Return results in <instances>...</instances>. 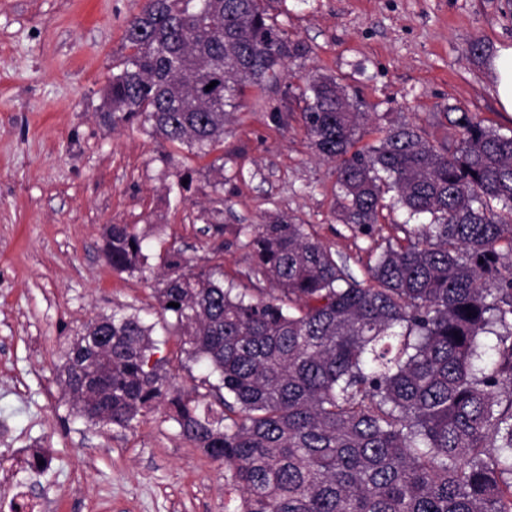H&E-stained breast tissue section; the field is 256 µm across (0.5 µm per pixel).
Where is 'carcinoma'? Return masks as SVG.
<instances>
[{
    "instance_id": "1",
    "label": "carcinoma",
    "mask_w": 512,
    "mask_h": 512,
    "mask_svg": "<svg viewBox=\"0 0 512 512\" xmlns=\"http://www.w3.org/2000/svg\"><path fill=\"white\" fill-rule=\"evenodd\" d=\"M124 40L102 123L198 158L224 142L246 89L305 53L269 0H148ZM303 94L312 148L336 162L338 219L367 234L396 206L420 220L407 245L388 244L363 282L312 225L271 216L238 229L249 283L227 286L219 266L167 251L157 314L206 363L207 393L150 365L154 325L114 313L66 352L72 409L127 429L166 401L181 433L224 462L243 512H512V130L461 112L448 144L401 122L359 148L368 118L336 79L310 73ZM143 241L136 226L110 224L105 260L141 273Z\"/></svg>"
}]
</instances>
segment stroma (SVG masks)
<instances>
[{
	"label": "stroma",
	"mask_w": 512,
	"mask_h": 512,
	"mask_svg": "<svg viewBox=\"0 0 512 512\" xmlns=\"http://www.w3.org/2000/svg\"><path fill=\"white\" fill-rule=\"evenodd\" d=\"M142 3L0 0V497L32 480L46 512H241L223 463L181 434L166 404L129 429L73 414L59 383L69 345L99 316L139 312L155 326L173 384L191 389L203 371L158 323L152 271L178 249L195 266H219L225 280L247 281L252 263L237 230L275 213L313 225L365 280L382 246L404 241L407 215L384 211L368 235L337 220L335 165L314 154L300 119L303 77L335 78L375 114L367 144L402 121L429 140H453L451 107L512 129L488 60L512 46V19L505 0H274L289 41L307 53L285 60L278 85L249 91L223 144L199 159L100 119L102 88ZM477 39L487 57L467 55ZM168 153L174 165L162 162ZM180 170L192 173L182 192ZM108 224L145 233L148 272L106 263ZM29 446L51 449L48 470L25 469Z\"/></svg>",
	"instance_id": "1"
}]
</instances>
